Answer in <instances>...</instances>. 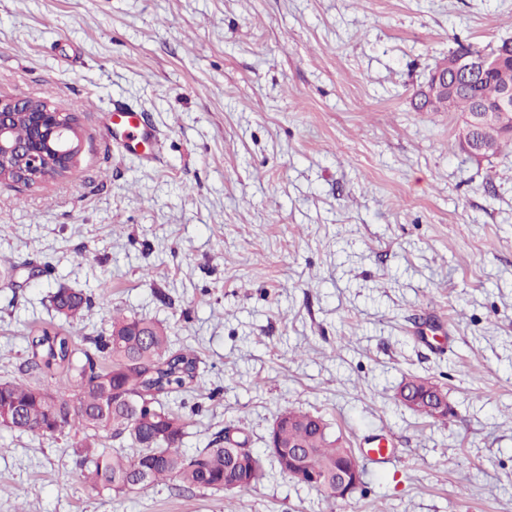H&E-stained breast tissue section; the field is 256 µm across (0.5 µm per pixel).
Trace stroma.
<instances>
[{
	"label": "stroma",
	"mask_w": 512,
	"mask_h": 512,
	"mask_svg": "<svg viewBox=\"0 0 512 512\" xmlns=\"http://www.w3.org/2000/svg\"><path fill=\"white\" fill-rule=\"evenodd\" d=\"M505 39L512 0H0V97L78 111L83 139L66 177L0 183V381L73 288L77 346L118 308L197 351L214 397L166 400L186 451L239 425L264 452L290 408L395 453L335 503L272 465L232 495L116 497L72 430L0 428V512H512V148L471 158L456 113L416 107L457 42ZM117 100L160 131L140 154L100 125ZM425 309L450 341L415 336ZM411 376L446 421L396 399ZM51 307L56 316L63 319L71 327L83 320L85 312L92 307L90 296L69 288H59L50 299Z\"/></svg>",
	"instance_id": "35a3bbf8"
}]
</instances>
